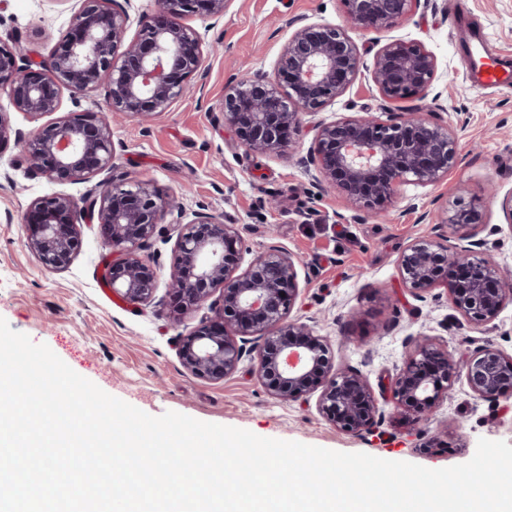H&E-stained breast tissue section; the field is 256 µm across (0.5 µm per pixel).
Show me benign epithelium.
I'll return each instance as SVG.
<instances>
[{"instance_id":"obj_1","label":"benign epithelium","mask_w":512,"mask_h":512,"mask_svg":"<svg viewBox=\"0 0 512 512\" xmlns=\"http://www.w3.org/2000/svg\"><path fill=\"white\" fill-rule=\"evenodd\" d=\"M226 2L154 0L153 12L137 18L138 31L128 41V12L114 9L112 0H83L70 31L44 61L22 63L0 44V87H9L16 110L35 119L59 112L66 94L76 98L106 87L99 111L64 112L29 135L24 151L33 170L51 182L82 183L112 169V115L148 120L168 111L183 94L184 81L199 73L203 57L198 32L182 23V16L201 9L222 15ZM413 2L344 0L345 24L299 27L273 74L258 71L230 83L221 111L239 145L252 153L280 151L297 131L300 114L334 102L356 80L362 53L352 34L391 29ZM435 71L436 60L422 45L391 41L377 50L370 76L383 98L396 102L427 92ZM458 161L453 121L439 124L423 112H387L382 118L364 110L320 122L304 159L319 188L336 187L363 210L360 220L381 216L403 184L439 183ZM170 209L167 196L140 181L109 184L80 200L66 194L39 199L27 214L34 226L28 247L44 268H67L82 248L80 221L90 212L104 243L120 253L107 270L112 290L129 303L151 304L158 274L141 251ZM446 223L472 230L481 220L473 209H458ZM174 232L169 291L179 299L176 313L215 308V317L202 318L179 343V359L192 376L222 380L248 360L277 400L316 393L322 414L353 434L379 423L382 413L366 376L336 371L328 340L290 318L299 297L297 257L271 249L238 272L239 230L222 214L181 212ZM462 240L466 244L439 235L413 240L398 258L399 277L418 300L446 285L453 309L466 322L487 325L512 302V278L476 255L484 241L471 233ZM411 341L414 351L396 373L391 392L415 423L430 418L460 379L476 398L490 402L512 389V354L485 346L460 362L422 335Z\"/></svg>"}]
</instances>
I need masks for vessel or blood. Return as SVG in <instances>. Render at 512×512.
<instances>
[{
    "label": "vessel or blood",
    "mask_w": 512,
    "mask_h": 512,
    "mask_svg": "<svg viewBox=\"0 0 512 512\" xmlns=\"http://www.w3.org/2000/svg\"><path fill=\"white\" fill-rule=\"evenodd\" d=\"M458 44L467 65V77L473 87L512 88V60L502 57L481 56L472 48L479 34L471 26L470 15L465 6H458Z\"/></svg>",
    "instance_id": "obj_1"
}]
</instances>
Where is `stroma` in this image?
<instances>
[{
  "label": "stroma",
  "mask_w": 512,
  "mask_h": 512,
  "mask_svg": "<svg viewBox=\"0 0 512 512\" xmlns=\"http://www.w3.org/2000/svg\"><path fill=\"white\" fill-rule=\"evenodd\" d=\"M81 5L82 0H0V44L23 62L41 61ZM453 6L454 0H421L386 34L387 40L419 43L432 53L436 72L426 94L385 102L370 78L372 37L357 34L364 49L357 79L331 105L303 113L299 136L271 155L249 154L238 144L220 109L224 90L232 80L272 71L297 27L343 23L342 0H228L221 17L185 16L184 24L198 32L205 48L200 74L187 80L167 112L146 121L114 116L113 168L86 183H55L30 168L22 138L39 122L17 111L1 88L0 114L14 135L0 142V317L106 393L152 416L175 411L264 438L430 469L469 461L482 438L512 446V395L480 400L459 380L429 420L411 425L389 391L410 349L408 337L420 333L457 358L486 344L512 354V303L493 323L475 327L458 321L446 287L419 301L398 277L397 260L406 246L420 237L449 235L447 213L460 203L481 216L484 255L503 274H512V221L502 209L504 196L512 193V89L469 86L453 40ZM469 8L487 51L512 58V0H469ZM364 108L442 115L457 110L466 122L458 131L460 161L447 178L433 186L402 185L386 218L360 221L342 193L318 192L302 159L317 122ZM125 178L152 183L175 205L142 250L158 272L157 300L148 305L125 302L104 283L113 254L96 224H83L82 249L60 272L43 268L27 246L32 201L56 194L79 199ZM202 208L237 224L243 262L272 247L299 259L300 297L292 315L330 339L336 370H359L367 377L383 414L371 432L336 429L316 399L271 397L250 362L223 380L198 379L184 369L177 347L201 315L178 318L170 312L176 241L170 225L178 212ZM434 436L440 446L425 451Z\"/></svg>",
  "instance_id": "obj_1"
}]
</instances>
